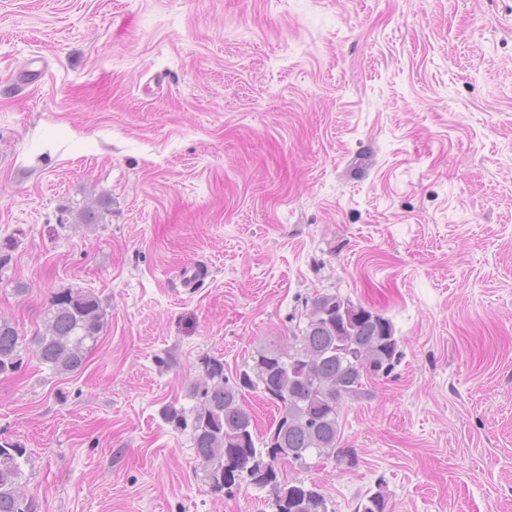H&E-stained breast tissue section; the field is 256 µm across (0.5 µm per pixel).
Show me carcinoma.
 Listing matches in <instances>:
<instances>
[{
	"label": "carcinoma",
	"instance_id": "carcinoma-1",
	"mask_svg": "<svg viewBox=\"0 0 512 512\" xmlns=\"http://www.w3.org/2000/svg\"><path fill=\"white\" fill-rule=\"evenodd\" d=\"M343 301L337 294H319L304 313L305 325L286 353L261 349L253 364L240 371L234 383L224 376V364L204 360L205 378L195 384L191 397L197 403L189 410L170 407L164 418L169 424L190 428L195 463L215 493L224 491V466L234 439L253 418L243 404L245 393L269 391L268 399L281 404L288 431L276 445L264 440L252 446V456L236 463L241 480L257 488H270L276 495L275 512H329L328 501L315 486L279 478L277 460L289 461V452L318 459L327 455L340 465L356 464L355 454L341 447L339 412L343 400L355 399L366 388L364 378L389 374L400 359L398 340L391 323L381 317L385 335H378L370 314L360 308L350 335L338 336L326 324V315ZM105 309L99 297L79 289L52 296L44 331L31 344L40 364L57 374L79 370L87 343L96 342L104 330ZM21 339L11 323L0 320V375H9L20 363ZM320 354L313 369H305L297 358L301 349ZM327 383L353 386L350 393L336 397L324 390ZM26 449L0 446V512H37L36 501L24 482ZM356 512H386V500L377 492L363 498Z\"/></svg>",
	"mask_w": 512,
	"mask_h": 512
}]
</instances>
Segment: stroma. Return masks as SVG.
<instances>
[{
	"instance_id": "obj_1",
	"label": "stroma",
	"mask_w": 512,
	"mask_h": 512,
	"mask_svg": "<svg viewBox=\"0 0 512 512\" xmlns=\"http://www.w3.org/2000/svg\"><path fill=\"white\" fill-rule=\"evenodd\" d=\"M106 199L102 218L77 211ZM0 317L95 293L81 369L0 377L39 512H273L215 494L190 433L336 293L401 358L340 409L334 512H512V0H0Z\"/></svg>"
}]
</instances>
